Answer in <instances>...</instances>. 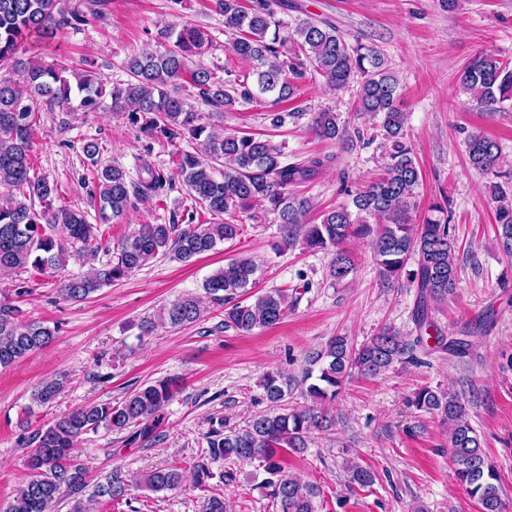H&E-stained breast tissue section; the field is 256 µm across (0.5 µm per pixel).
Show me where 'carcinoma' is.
I'll return each mask as SVG.
<instances>
[{
  "instance_id": "1",
  "label": "carcinoma",
  "mask_w": 512,
  "mask_h": 512,
  "mask_svg": "<svg viewBox=\"0 0 512 512\" xmlns=\"http://www.w3.org/2000/svg\"><path fill=\"white\" fill-rule=\"evenodd\" d=\"M224 17L229 34L228 50L249 64L239 74L224 69L217 75L204 65L192 64L213 46L212 37L194 25L157 30L155 42L164 50H145L123 63L128 79L108 84L94 70L45 63L35 57L22 58L26 43L36 35L49 43L64 28L89 23L87 14L71 6L70 0H0V68L22 72L19 81L0 78V269H33L51 276L72 258L93 251L102 243L103 226L123 221L132 206L131 197L147 203L160 199L181 182L195 204L216 215H227L222 223L197 224L187 211V224H138L118 244L107 263L80 276L66 279L60 288L64 300L82 301L102 286L121 280L147 265L159 254L173 253L181 262L214 250L242 234L235 222L238 213L252 221L257 206L279 225L278 248L300 244L306 249L332 254L328 275L340 282L354 270L342 244L349 238H372L379 277L387 285L406 282L417 288L414 314L418 328L431 327L428 301L443 300L457 285L458 267L454 240L439 204L433 215L413 223L415 191L420 172L405 141V113L396 105L398 74L376 47L350 43L326 19L311 15L290 24L276 18L280 0H213ZM317 79L335 91L354 89L358 111L369 114L380 131L385 147L382 176L366 187L348 192L347 204L325 211L319 222L310 220L313 200L297 187L313 181L335 162L333 155H314L294 162L284 160L283 145L264 134L224 129V113L239 104H262L266 119L277 129L289 117L280 105L297 97L304 80ZM457 83L470 98L491 106L512 99V67L498 56L477 53L457 74ZM110 108L125 114L128 124L149 140H185L192 150L178 154L170 171L143 161V176L134 181L116 161L104 163L96 141L82 145L84 156L96 168L93 201L97 223L84 212L52 207L56 186L45 177L31 175L32 138L41 106L63 112H97L105 98ZM200 101L213 108L202 112ZM310 128L324 140H341L345 127L339 115L327 108L311 114ZM472 169L497 173L502 163L498 141L473 133L466 142ZM497 203V248L512 256V196L500 185L493 186ZM258 264L250 256H239L217 269L202 284L213 308L224 309L223 326L249 334L280 323L300 301L299 293L270 288L242 299L256 283ZM207 312L194 294L179 297L137 323L138 336L150 337L165 325L187 326ZM58 327L24 322L20 310L9 299L0 301V367L7 368L29 354L50 345ZM413 350L390 329L381 330L359 346L346 336L332 338L317 353L308 370L305 396L311 405L282 408L254 415L239 429L214 431L207 447L192 464V471L170 465L144 476L141 484L152 492L185 485L191 473L199 512H225L222 487L236 479L229 468L215 472L219 461L258 463L271 487L270 497L279 512H314L313 487L285 471L277 456L285 448L300 453L315 431L335 426L328 407L336 402L343 386L354 376L374 378ZM293 380L279 371L265 373L260 381L266 400L279 406L291 390ZM173 384L167 379L129 392L119 403L89 402L33 435L37 447L28 459L32 476L24 482L7 512H54L68 502L70 512H84L83 492L88 486L86 468L75 450L83 435L103 427L113 432L130 431V438L148 441L156 436L170 402ZM63 388V380L43 382L33 394L39 405L52 403ZM412 405L448 426L450 455L456 480L478 500L481 512H503L496 466L483 451L479 434L471 425L465 403L458 395L429 387L414 393ZM349 483L371 487L376 475L362 465L348 469ZM95 494L116 501L126 495L121 471L114 470L96 484Z\"/></svg>"
}]
</instances>
